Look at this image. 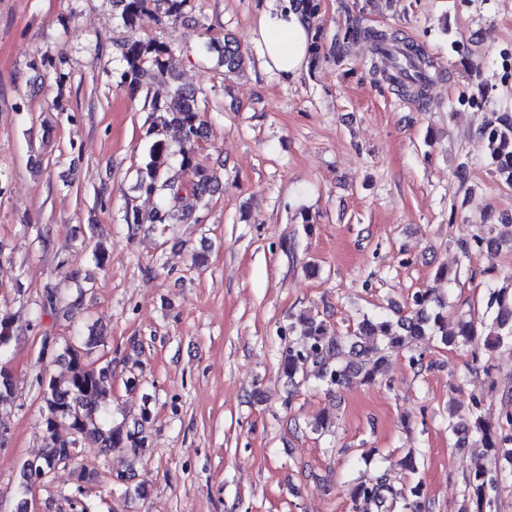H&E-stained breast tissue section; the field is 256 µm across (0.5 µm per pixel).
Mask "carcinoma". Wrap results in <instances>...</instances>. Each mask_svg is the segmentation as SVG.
Returning <instances> with one entry per match:
<instances>
[{
	"label": "carcinoma",
	"instance_id": "cac0c4a2",
	"mask_svg": "<svg viewBox=\"0 0 512 512\" xmlns=\"http://www.w3.org/2000/svg\"><path fill=\"white\" fill-rule=\"evenodd\" d=\"M186 0H115L120 7V18L125 27L133 30L142 13L151 6H161L172 21L182 17ZM364 40L370 44L372 56L386 57L390 67L372 72L407 97L422 98L432 83L434 64L422 49L395 33L370 29L347 28L336 34V55L343 57L349 45ZM175 49L164 42L144 41L136 37L122 47L125 62L120 83L133 91L141 90L155 81L170 85L166 99L150 103L155 113L147 131L152 138L148 157L139 170L138 189L147 196H157L161 203L147 214L137 209L126 211L125 223L131 228L142 224H178L186 216L169 204L181 191L192 193L198 199L219 188L220 176L198 157V140L204 135V120L196 91L179 82L173 68ZM221 58L226 73L244 71L246 61L239 47L226 40L221 46ZM178 133L177 148L168 140L170 131ZM495 170L512 184V116L496 115L481 132ZM504 241L496 224H482L470 239L458 244L461 254L468 258L483 247ZM415 309L411 314L392 319L384 315L363 313L356 325L335 342L328 336L327 324L309 314L299 315L302 340L288 346L281 358V368L295 387L309 378L329 386L344 387L352 383L373 384L383 375L389 357L395 352L432 342L436 339L446 346L466 351L475 337H484V347L495 350L512 345V289L490 288L487 301L489 317L460 316L453 330H448V319L443 306L433 304L432 294L418 292L413 297ZM98 337L90 335L78 346L68 348V374L62 381L49 380L50 396L42 398L45 420V447L37 459L51 464L74 458L77 437L81 436L98 447L110 451L115 448H142L146 442L143 424L131 431L106 426L99 411V400L110 389L112 363L97 370L88 368L86 358L92 353ZM481 400L475 399L469 415L451 416L448 432L456 444H471L490 453L500 468L491 473L479 470L468 476L465 489L476 498L481 507H492L491 492L497 484L512 478V411L493 423L480 411ZM349 497L359 512H418L425 487L417 482L407 488H397L388 474H381L373 483L351 486Z\"/></svg>",
	"mask_w": 512,
	"mask_h": 512
}]
</instances>
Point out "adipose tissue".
I'll list each match as a JSON object with an SVG mask.
<instances>
[{"instance_id": "adipose-tissue-1", "label": "adipose tissue", "mask_w": 512, "mask_h": 512, "mask_svg": "<svg viewBox=\"0 0 512 512\" xmlns=\"http://www.w3.org/2000/svg\"><path fill=\"white\" fill-rule=\"evenodd\" d=\"M256 31L264 67L283 80L297 78L307 63L313 33L303 12L265 0Z\"/></svg>"}]
</instances>
